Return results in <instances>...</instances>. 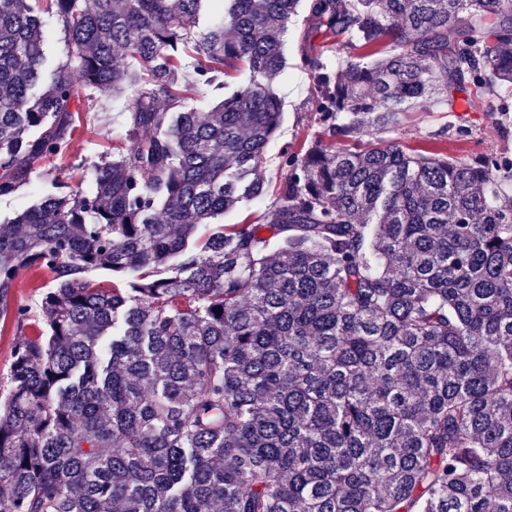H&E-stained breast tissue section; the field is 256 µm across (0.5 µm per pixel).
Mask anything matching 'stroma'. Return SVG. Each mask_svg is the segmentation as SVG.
<instances>
[{
	"instance_id": "35a3bbf8",
	"label": "stroma",
	"mask_w": 512,
	"mask_h": 512,
	"mask_svg": "<svg viewBox=\"0 0 512 512\" xmlns=\"http://www.w3.org/2000/svg\"><path fill=\"white\" fill-rule=\"evenodd\" d=\"M307 7L288 25L285 37L287 68L279 95L283 103L282 124L276 137L267 145L261 174L269 186L264 198L248 207L228 212L225 223L241 224L249 216L262 213L272 206L278 188L286 178L279 165L284 147L300 148L304 143L321 135L323 129L316 112L312 110V83L310 74L299 53L300 39L307 27ZM127 102L108 98L96 93L92 96L90 110L80 112V124L65 153L44 159L36 174L22 182L19 189L8 197L0 198V221L12 217L31 205L43 194L53 191L56 182L81 183L83 189H91L92 162L113 147L129 145L126 124ZM447 129L444 140H435L440 129ZM394 142L410 149L438 151L449 158L471 159L490 153L512 152V137H504L497 113L489 109L488 98L475 90L459 92L453 105L433 102L429 111L404 112L391 134ZM52 281L50 272L30 268L19 272L13 282L10 302L27 306L30 321L24 330H17L12 318L0 319V396H6L10 382L12 349L18 333L33 334L42 321L38 304Z\"/></svg>"
}]
</instances>
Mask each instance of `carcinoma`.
<instances>
[{
  "instance_id": "cac0c4a2",
  "label": "carcinoma",
  "mask_w": 512,
  "mask_h": 512,
  "mask_svg": "<svg viewBox=\"0 0 512 512\" xmlns=\"http://www.w3.org/2000/svg\"><path fill=\"white\" fill-rule=\"evenodd\" d=\"M298 4L0 0V197L68 146L81 89L127 99L132 135L91 192L58 182L0 224V317L21 270L54 274L41 333L14 311L4 512H512V157L384 137L512 86V0H310L303 42L364 61L301 47L324 137L224 224L264 194ZM186 43L198 91L249 72L209 112L175 110ZM46 32V56L50 67L65 63L68 59L67 38L61 24L56 17L45 14L43 16Z\"/></svg>"
}]
</instances>
